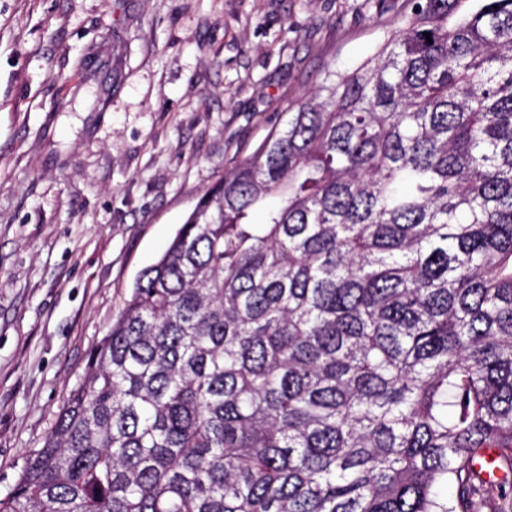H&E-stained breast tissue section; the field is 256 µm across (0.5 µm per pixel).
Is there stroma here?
Listing matches in <instances>:
<instances>
[{
	"label": "stroma",
	"mask_w": 512,
	"mask_h": 512,
	"mask_svg": "<svg viewBox=\"0 0 512 512\" xmlns=\"http://www.w3.org/2000/svg\"><path fill=\"white\" fill-rule=\"evenodd\" d=\"M394 16L378 0H0V493L198 199Z\"/></svg>",
	"instance_id": "35a3bbf8"
}]
</instances>
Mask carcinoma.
<instances>
[{"label": "carcinoma", "instance_id": "carcinoma-1", "mask_svg": "<svg viewBox=\"0 0 512 512\" xmlns=\"http://www.w3.org/2000/svg\"><path fill=\"white\" fill-rule=\"evenodd\" d=\"M490 453L511 479L512 0H404L139 274L0 512H512Z\"/></svg>", "mask_w": 512, "mask_h": 512}]
</instances>
